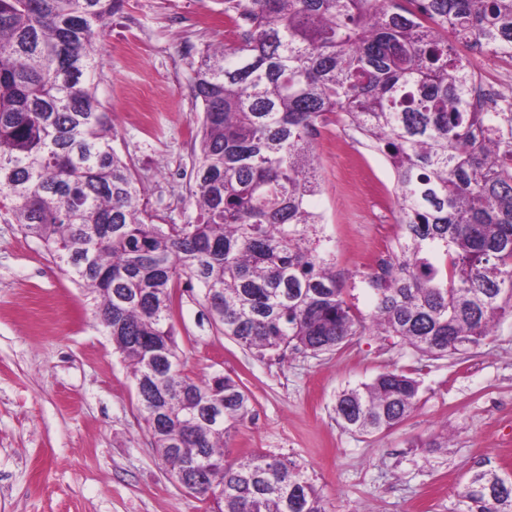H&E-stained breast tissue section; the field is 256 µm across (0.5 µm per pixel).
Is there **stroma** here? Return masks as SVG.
<instances>
[{"label":"stroma","mask_w":512,"mask_h":512,"mask_svg":"<svg viewBox=\"0 0 512 512\" xmlns=\"http://www.w3.org/2000/svg\"><path fill=\"white\" fill-rule=\"evenodd\" d=\"M224 0H127L98 37L97 95L161 222L192 213L188 181L200 50L234 41ZM321 188L311 205L336 273L362 314L372 301L360 258L399 233L396 210L376 212L374 184L393 196L389 162L328 119L314 143ZM172 321L182 370L223 374L251 396L228 441L231 457L284 454L306 470L327 512H459L471 475L512 477V315L478 348L422 357L398 338L365 333L333 353L260 358L207 317L200 288H178ZM412 372L417 409L395 429L342 428L338 393L382 371ZM444 437L447 447H430ZM150 444L127 363L85 292L0 207V512H205Z\"/></svg>","instance_id":"35a3bbf8"}]
</instances>
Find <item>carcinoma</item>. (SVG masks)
<instances>
[{"mask_svg": "<svg viewBox=\"0 0 512 512\" xmlns=\"http://www.w3.org/2000/svg\"><path fill=\"white\" fill-rule=\"evenodd\" d=\"M116 0H0V206L87 290L128 362L152 445L207 512H326L295 461L224 442L250 412L233 378L183 373L175 290L264 356L335 351L368 326L441 358L512 314V112L476 111L457 45L512 49V0H224L237 39L199 53L190 198L158 224L97 98L96 37ZM356 129L395 175L401 234L367 275L365 321L316 239L317 128ZM420 383L401 369L342 391L371 434L402 423ZM462 512H512V478L473 474Z\"/></svg>", "mask_w": 512, "mask_h": 512, "instance_id": "carcinoma-1", "label": "carcinoma"}]
</instances>
